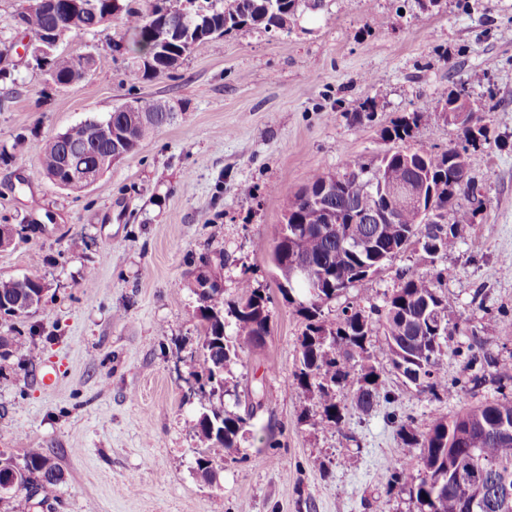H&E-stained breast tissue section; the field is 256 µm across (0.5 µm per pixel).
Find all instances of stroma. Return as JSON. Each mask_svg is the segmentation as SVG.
I'll list each match as a JSON object with an SVG mask.
<instances>
[{
    "label": "stroma",
    "instance_id": "35a3bbf8",
    "mask_svg": "<svg viewBox=\"0 0 512 512\" xmlns=\"http://www.w3.org/2000/svg\"><path fill=\"white\" fill-rule=\"evenodd\" d=\"M19 0H0V276L36 277L48 291L29 314H0V452L23 459L41 448L62 473L38 484L31 512H417L388 491L404 457L399 430L430 427L494 400L493 383L465 385L487 365L512 362V0H322L288 31L243 28L212 40L166 74L135 71L114 25L70 35L72 56L93 54L103 70L66 88L48 83L27 53ZM466 86L483 104L488 142L468 151L479 202L456 228L454 250L429 257L407 245L365 287L324 306L383 305L407 271L432 277L458 323L440 371L441 400L395 373L383 337L371 362L385 396L371 412L346 407L339 427L313 426L316 396L294 377L306 321L278 290L271 254L289 201L312 172L344 158L376 162L382 132L399 116L427 114L407 145L441 151L459 129L440 110ZM147 97L173 117L93 186L63 190L39 166L57 134ZM373 101L370 112L360 111ZM220 279L225 303L240 285L268 292L270 333L243 344L225 393L202 365L195 289ZM53 367L56 385L41 376ZM257 394L263 407L237 448L214 457L215 478L196 471L197 422L236 410Z\"/></svg>",
    "mask_w": 512,
    "mask_h": 512
}]
</instances>
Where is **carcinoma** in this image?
Returning <instances> with one entry per match:
<instances>
[{"label": "carcinoma", "mask_w": 512, "mask_h": 512, "mask_svg": "<svg viewBox=\"0 0 512 512\" xmlns=\"http://www.w3.org/2000/svg\"><path fill=\"white\" fill-rule=\"evenodd\" d=\"M169 2L162 0L152 10L143 11L132 6V0H121V11L112 17L127 38L124 49L131 60L153 54L154 63L143 64V71L153 76L174 68L172 59L199 53L211 40L229 31L243 27L267 32L286 30L303 10L320 6V0H199L198 12L186 22L170 14L179 35L162 38L158 16ZM25 22L28 33L40 35L54 27L56 18L29 10ZM42 63L58 83L84 63L94 71L98 68V60L91 54L75 58L62 51ZM458 100L471 103L469 123L459 124L463 146H450L441 152L423 148L387 150L374 165L385 168L390 179L398 184L429 182L442 186L434 200L424 203L421 209L401 196L390 199L394 243H380L373 252L353 246L369 235L364 219L354 220L355 210L369 203V180L374 167L360 159L349 158L343 163L336 192L326 201L318 204L299 198L288 205L284 224L290 235L292 255L306 263L307 280L334 284L332 288L319 289L315 296L309 295L303 282L293 288H279L284 297L297 304V311L307 320L300 337V367L295 378L298 385L317 396L320 411L312 415L315 426L328 429L341 423L343 407L337 401L340 393L361 412L372 411L383 387L381 372L370 364V350L377 336L384 337L391 364L401 375L436 399L448 393V385L439 374V356L443 345L456 333L457 323L438 293L448 277V269L438 271L433 279L403 275L400 288L386 298L381 309L348 307L339 320L329 322L323 315V306L344 290L363 284L369 278L365 268L380 269L418 236L433 243L437 255L455 249V227L470 223L474 216V210L464 204L474 191L473 180L465 173L467 145L487 139V132L478 125L476 116L481 107L471 99V92L463 88L444 98L447 104ZM169 119L165 105L137 98L112 109L114 140H95L89 122H80L62 133V140L54 138L46 145L41 167L52 182L67 183L78 171L89 169L97 156L110 155L115 143L127 150L136 149ZM423 120L421 111L403 116L385 128L383 139L405 142ZM328 207L338 213L339 224L332 231L318 230L316 226L325 223ZM41 288V283L1 278L0 301L11 304L5 314L24 315L38 306ZM269 303L270 296L247 280L241 283L239 301L227 307L223 288L216 283L209 286L201 324L202 364L212 391L224 389L227 376L240 362V341L250 342L261 333L270 332ZM226 315L234 319V340L224 334ZM483 359L493 372L473 376V387L480 386L488 377L500 388L512 383V363H498L486 355ZM253 415L252 408L244 415L226 409L202 414L197 429L206 449L196 459L201 477L210 480L214 474L210 449L238 447ZM503 422L512 426V396L472 406L451 417L437 416L425 433L402 424L403 445L418 451V474L409 475L403 466L394 465L389 488L408 492L418 512H465L460 487L450 471L458 461H467L476 471L475 481L468 486L470 498L477 504L473 512H501L504 485L499 470H512V434L504 437L497 432ZM34 473L40 474L49 486L61 480L60 470L40 448L29 449L22 465L0 452V480L17 478L30 488ZM4 498L10 500L12 512H30V493L0 491V500Z\"/></svg>", "instance_id": "cac0c4a2"}]
</instances>
